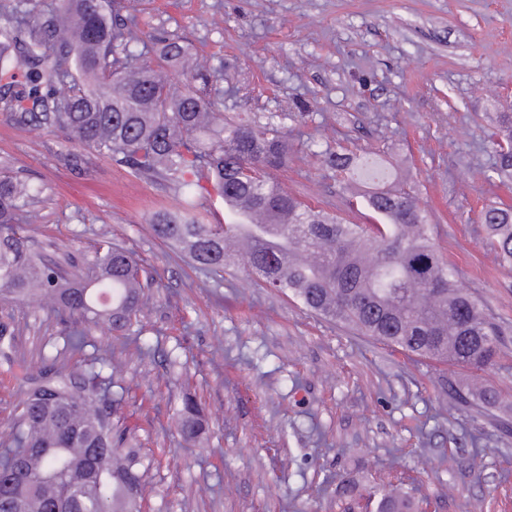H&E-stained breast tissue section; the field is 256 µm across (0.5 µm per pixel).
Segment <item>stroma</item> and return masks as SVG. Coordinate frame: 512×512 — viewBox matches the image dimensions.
Here are the masks:
<instances>
[{"label": "stroma", "instance_id": "stroma-1", "mask_svg": "<svg viewBox=\"0 0 512 512\" xmlns=\"http://www.w3.org/2000/svg\"><path fill=\"white\" fill-rule=\"evenodd\" d=\"M147 34L191 43L216 71L214 111L263 122L287 114L288 167L273 177L312 206L355 224L368 211L320 156L341 146L382 158L419 202L461 284L505 332L483 369L409 358L305 310L240 265L214 275L157 239L168 187L86 153L70 169L63 133L0 116V168L39 194L30 233L46 257L93 264L101 241L132 252L154 279L140 319L152 357L109 329L150 466L146 512H362L375 489H411L432 512H512V411L464 410L450 383L477 381L512 403V268L500 266L482 210L512 207L493 179V112H512V0H135ZM17 358L37 367L64 339L47 304L0 295ZM207 422L184 447V394ZM335 483L321 488L324 475ZM357 487L341 497L343 483Z\"/></svg>", "mask_w": 512, "mask_h": 512}]
</instances>
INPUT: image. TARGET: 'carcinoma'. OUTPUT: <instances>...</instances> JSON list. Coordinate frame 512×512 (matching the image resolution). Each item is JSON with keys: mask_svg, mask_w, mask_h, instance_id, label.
I'll return each instance as SVG.
<instances>
[{"mask_svg": "<svg viewBox=\"0 0 512 512\" xmlns=\"http://www.w3.org/2000/svg\"><path fill=\"white\" fill-rule=\"evenodd\" d=\"M122 10L121 0H0V112L17 127L61 131L132 175L165 183L179 202L154 214L152 231L199 269L240 264L308 311L411 355L464 368L495 361L500 326L460 287L410 193L363 196L374 224H348L289 194L267 173L288 160L284 122L218 117L208 97L213 73L191 47L156 36L144 42ZM495 146L497 174L511 178V112L499 113ZM322 156L346 183L384 176L363 155L327 148ZM35 194L0 173V294L48 301L71 352H84L102 325L129 334L148 303L147 272L110 242L87 272L69 253L46 258L25 234ZM203 194L224 207V222L198 220ZM482 221L511 267L512 210L489 206ZM108 369L118 364L96 353L80 371L55 356L13 375L23 398L0 452V512H142L146 466L130 446L132 428L113 431L124 397L112 391ZM498 401L488 387L451 389L458 409ZM204 430L197 401L184 395L182 443L196 445ZM375 497L376 512H413L403 492Z\"/></svg>", "mask_w": 512, "mask_h": 512, "instance_id": "cac0c4a2", "label": "carcinoma"}]
</instances>
